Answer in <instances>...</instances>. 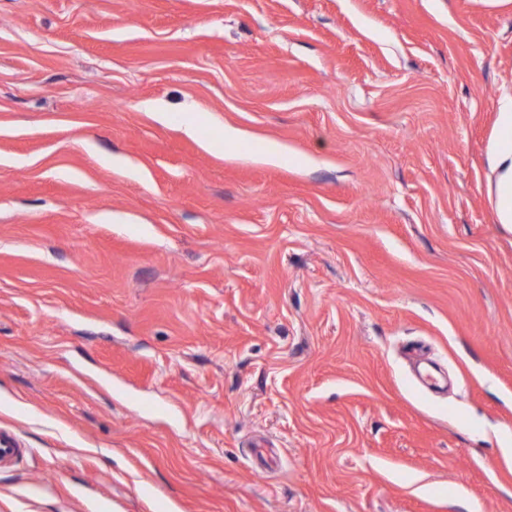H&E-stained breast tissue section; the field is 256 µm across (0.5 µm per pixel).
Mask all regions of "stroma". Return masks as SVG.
Returning a JSON list of instances; mask_svg holds the SVG:
<instances>
[{
    "instance_id": "1",
    "label": "stroma",
    "mask_w": 512,
    "mask_h": 512,
    "mask_svg": "<svg viewBox=\"0 0 512 512\" xmlns=\"http://www.w3.org/2000/svg\"><path fill=\"white\" fill-rule=\"evenodd\" d=\"M511 99L512 0H0V512H512ZM500 113L498 216L500 223L512 224V102Z\"/></svg>"
}]
</instances>
